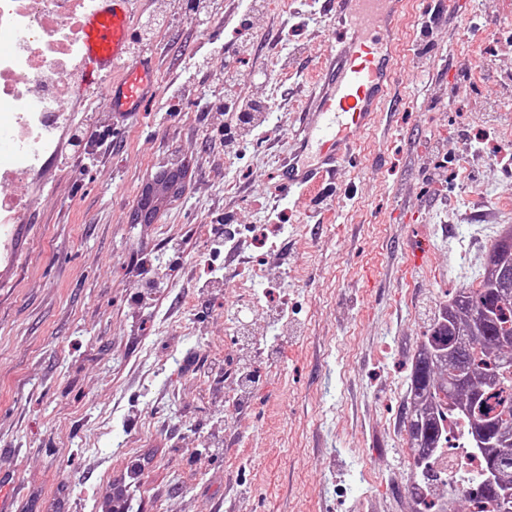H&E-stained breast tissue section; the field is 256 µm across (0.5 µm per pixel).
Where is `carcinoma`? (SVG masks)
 I'll return each instance as SVG.
<instances>
[{
	"label": "carcinoma",
	"instance_id": "cac0c4a2",
	"mask_svg": "<svg viewBox=\"0 0 512 512\" xmlns=\"http://www.w3.org/2000/svg\"><path fill=\"white\" fill-rule=\"evenodd\" d=\"M160 191L183 189L179 171L159 176ZM453 409L466 429V448L483 459L471 498L512 512V225L487 251L475 288H461L439 307L412 361L410 392L400 422L418 459L448 444L440 410Z\"/></svg>",
	"mask_w": 512,
	"mask_h": 512
}]
</instances>
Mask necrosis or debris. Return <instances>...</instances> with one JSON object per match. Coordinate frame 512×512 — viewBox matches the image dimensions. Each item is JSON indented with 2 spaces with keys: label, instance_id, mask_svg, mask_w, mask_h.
Returning a JSON list of instances; mask_svg holds the SVG:
<instances>
[{
  "label": "necrosis or debris",
  "instance_id": "necrosis-or-debris-1",
  "mask_svg": "<svg viewBox=\"0 0 512 512\" xmlns=\"http://www.w3.org/2000/svg\"><path fill=\"white\" fill-rule=\"evenodd\" d=\"M96 0H0V223H18L12 187L42 166L80 82L81 23Z\"/></svg>",
  "mask_w": 512,
  "mask_h": 512
}]
</instances>
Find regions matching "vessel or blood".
Instances as JSON below:
<instances>
[{"mask_svg": "<svg viewBox=\"0 0 512 512\" xmlns=\"http://www.w3.org/2000/svg\"><path fill=\"white\" fill-rule=\"evenodd\" d=\"M338 21L333 53L315 70L314 91L299 114L295 151L281 172L279 192L295 200L320 201L352 158L357 139L384 111L398 83L394 41L404 0H326ZM84 70L105 111H143L155 97L159 73L147 55L128 58L133 38L129 0H98L83 27ZM123 66L120 80L100 81L102 72Z\"/></svg>", "mask_w": 512, "mask_h": 512, "instance_id": "vessel-or-blood-1", "label": "vessel or blood"}]
</instances>
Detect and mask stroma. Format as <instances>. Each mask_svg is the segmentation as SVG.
I'll return each instance as SVG.
<instances>
[{
	"mask_svg": "<svg viewBox=\"0 0 512 512\" xmlns=\"http://www.w3.org/2000/svg\"><path fill=\"white\" fill-rule=\"evenodd\" d=\"M200 3L198 20L187 0H133L132 25L170 20L141 47L162 62L158 95L121 118L74 92L18 186L0 262L13 512H108L118 495L128 512H413L412 358L512 224V0H456L451 26L406 0L392 125L312 204L277 180L335 17L324 0ZM228 95L269 110L239 125ZM177 166L182 194L135 223ZM419 236L429 258L410 270Z\"/></svg>",
	"mask_w": 512,
	"mask_h": 512,
	"instance_id": "35a3bbf8",
	"label": "stroma"
}]
</instances>
